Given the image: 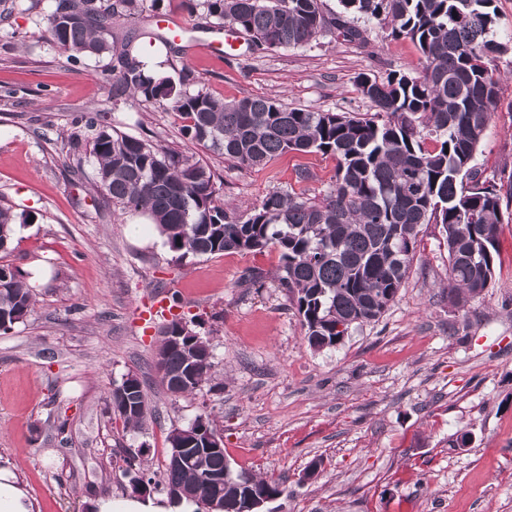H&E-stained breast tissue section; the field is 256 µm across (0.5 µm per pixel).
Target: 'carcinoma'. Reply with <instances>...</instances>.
I'll use <instances>...</instances> for the list:
<instances>
[{
	"instance_id": "1",
	"label": "carcinoma",
	"mask_w": 512,
	"mask_h": 512,
	"mask_svg": "<svg viewBox=\"0 0 512 512\" xmlns=\"http://www.w3.org/2000/svg\"><path fill=\"white\" fill-rule=\"evenodd\" d=\"M327 16L321 0H183L190 16L214 20L247 37L254 51L299 48L340 34L367 45L371 19L388 36L407 38L420 53L416 72L392 71L383 79L361 73L358 93L373 112H324L271 98L219 99L201 88L191 69L178 80L147 73L143 50L160 43L171 55L178 45L159 36L127 35L115 45L118 18L138 15L157 0H55L49 29L71 11L77 23L53 39L69 63L116 57L119 76L100 71L112 99L134 100L176 113L182 133L239 167L259 168L289 152L320 153L336 160L329 191L317 200L273 191L247 214L224 205L211 171L194 154L112 127L99 109L80 119L96 162V178L112 203L148 214L170 249L181 256L224 252H278V282L315 350L340 344L351 332L378 320L396 300L412 265L425 224H439L448 251V304L465 307L482 297L493 279L498 225L512 219L497 184L480 181L472 162L499 98L496 61L512 53V36H498L494 0H338ZM16 217L0 207V252L8 250ZM0 278V319L9 326L35 311V299L10 265ZM159 330L157 348L166 369L162 384L175 397L195 393L212 376L210 344L199 335L188 350L170 347ZM134 406L110 396L113 414L141 430L148 418L142 386L129 394ZM123 474L135 469L141 491L152 478L139 453L122 458ZM224 449L194 445L181 468L167 467L163 489L180 486L182 499L200 505L198 478L224 479ZM250 487L276 499L282 483L249 474Z\"/></svg>"
}]
</instances>
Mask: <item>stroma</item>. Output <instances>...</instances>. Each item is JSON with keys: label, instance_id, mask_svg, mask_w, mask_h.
I'll return each mask as SVG.
<instances>
[{"label": "stroma", "instance_id": "1", "mask_svg": "<svg viewBox=\"0 0 512 512\" xmlns=\"http://www.w3.org/2000/svg\"><path fill=\"white\" fill-rule=\"evenodd\" d=\"M0 0V207L16 217L0 265L22 275L36 310L0 331V467L35 512H88L90 500L133 492L121 451L142 450L155 475L167 435L211 414L233 470L284 482L270 512H512V222L500 224L491 288L451 307L441 228L424 226L408 277L378 322L336 347H309L276 280L278 254L178 257L157 230L131 234L134 212L104 202L79 118L107 111L128 135L194 153L223 201L246 212L275 190L322 197L336 162L289 153L241 169L192 144L175 113L113 101L96 59L67 64L47 23L54 0ZM370 44L342 37L219 61L180 52L204 90L227 100L274 98L365 113L354 79L414 70L419 53L378 21ZM499 100L474 160L512 197V55L497 62ZM312 173L296 178L298 169ZM208 340L211 380L188 397L162 386L159 323L143 320L157 293ZM137 376L152 413L143 430L108 408L114 385ZM465 446H458L460 436Z\"/></svg>", "mask_w": 512, "mask_h": 512}]
</instances>
